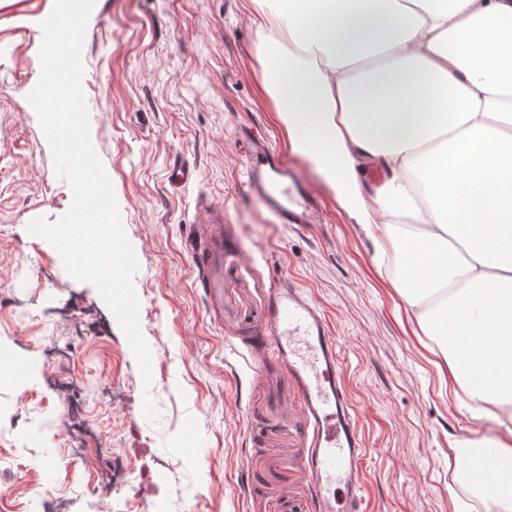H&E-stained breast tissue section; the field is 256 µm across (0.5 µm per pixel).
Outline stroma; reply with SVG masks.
I'll return each mask as SVG.
<instances>
[{
	"mask_svg": "<svg viewBox=\"0 0 512 512\" xmlns=\"http://www.w3.org/2000/svg\"><path fill=\"white\" fill-rule=\"evenodd\" d=\"M54 0H0V512H37L49 470L69 512H315L310 428L265 343L275 275L307 286L340 337L368 453L367 512H475L455 451L474 401L454 393L437 342L420 333L367 231L353 224L288 135L263 85L250 0H97L82 81L93 145L140 269L144 386L113 313L27 224L55 221L72 192L27 100L40 76L39 22ZM273 147L322 201L315 224H279L242 185L237 130ZM190 165L187 186L174 168ZM46 268L50 279L38 278ZM70 346L72 389H49L41 339ZM130 388L124 400L99 396ZM152 397L156 422L143 415ZM94 427L105 458L64 463L61 434ZM129 466L104 491L111 466Z\"/></svg>",
	"mask_w": 512,
	"mask_h": 512,
	"instance_id": "1",
	"label": "stroma"
}]
</instances>
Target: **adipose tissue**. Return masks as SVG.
<instances>
[{
    "instance_id": "ef3b65f1",
    "label": "adipose tissue",
    "mask_w": 512,
    "mask_h": 512,
    "mask_svg": "<svg viewBox=\"0 0 512 512\" xmlns=\"http://www.w3.org/2000/svg\"><path fill=\"white\" fill-rule=\"evenodd\" d=\"M291 150L375 243L481 403L487 494L512 512V0H252Z\"/></svg>"
}]
</instances>
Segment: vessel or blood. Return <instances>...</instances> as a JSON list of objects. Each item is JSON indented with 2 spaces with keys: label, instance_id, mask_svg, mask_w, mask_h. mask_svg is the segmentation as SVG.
Masks as SVG:
<instances>
[{
  "label": "vessel or blood",
  "instance_id": "b4317fda",
  "mask_svg": "<svg viewBox=\"0 0 512 512\" xmlns=\"http://www.w3.org/2000/svg\"><path fill=\"white\" fill-rule=\"evenodd\" d=\"M249 161L245 190L265 201L281 224L312 223L318 208L306 184L267 137L243 131ZM265 316L268 345L285 368L311 428L308 472L317 512H366L359 464L366 444L343 381L341 344L323 308L295 279L276 275Z\"/></svg>",
  "mask_w": 512,
  "mask_h": 512
}]
</instances>
